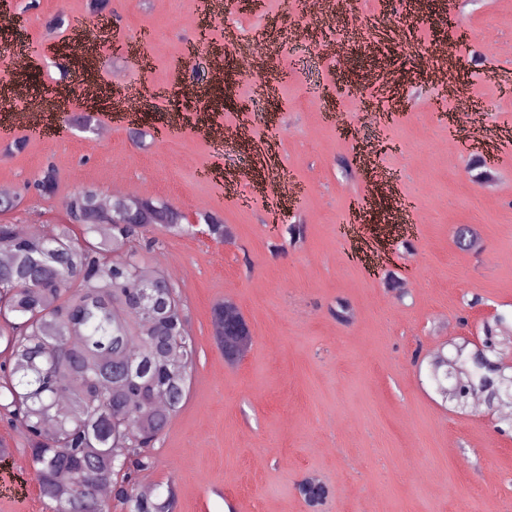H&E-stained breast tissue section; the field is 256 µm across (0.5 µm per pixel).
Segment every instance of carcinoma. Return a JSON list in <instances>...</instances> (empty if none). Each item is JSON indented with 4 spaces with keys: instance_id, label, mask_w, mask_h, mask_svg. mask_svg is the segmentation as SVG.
<instances>
[{
    "instance_id": "carcinoma-1",
    "label": "carcinoma",
    "mask_w": 512,
    "mask_h": 512,
    "mask_svg": "<svg viewBox=\"0 0 512 512\" xmlns=\"http://www.w3.org/2000/svg\"><path fill=\"white\" fill-rule=\"evenodd\" d=\"M153 212L166 219L163 227L179 235L190 222L170 203L148 198ZM114 200L101 205L97 190L69 196L66 209L73 220L99 217L108 210L122 221ZM212 225L213 237L224 239L226 224L217 214L198 215ZM140 224H124L103 236L99 224L65 226L59 241L38 234L20 236L14 225L0 224V251L11 261L0 264V411L19 416L28 429L27 446L40 494L64 512H109L92 488L110 487L129 512H172L174 491L141 494L133 474L149 466L146 449L153 446L170 415L187 393L192 348L179 335L184 318L181 301L168 291L145 293L158 274L140 259L138 280L125 271L112 273V255H121L124 241H133ZM226 305L216 309V335L231 364L248 350L249 334L225 331ZM484 328L482 353L491 358L499 343L498 326ZM137 356L139 373L132 380L112 379V364L128 350ZM466 372L467 394L499 409L512 431V406L499 404L491 371L472 352L459 357ZM130 445L128 462L115 459V435Z\"/></svg>"
}]
</instances>
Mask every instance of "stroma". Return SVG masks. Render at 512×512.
I'll list each match as a JSON object with an SVG mask.
<instances>
[{"instance_id": "stroma-1", "label": "stroma", "mask_w": 512, "mask_h": 512, "mask_svg": "<svg viewBox=\"0 0 512 512\" xmlns=\"http://www.w3.org/2000/svg\"><path fill=\"white\" fill-rule=\"evenodd\" d=\"M0 0V84H25L29 102L50 103L71 84L70 111L86 100L77 85L95 73L99 119H107L110 88L138 85L143 95L132 120L107 136L70 125L50 138H26L22 149L0 147V182L13 187L12 209L0 224L38 234L68 223L67 197L85 187L101 195L161 198L181 211L220 214L235 232L224 246L201 234L174 236L156 224L151 265L177 287L196 355L189 392L149 451L151 466L136 477L153 492L174 484L175 512H307L298 485L316 475L332 495L324 512H512V433L480 401L459 411L430 377L436 353L475 342L484 322L512 325V195L490 192L467 174L466 149L448 142V99L440 82L419 72L434 38L462 22L472 52L451 69L475 112L465 133L499 151L497 177L512 182V0H414L420 23L408 50L374 58L365 51L394 0H343L341 14L324 16L301 0H263L257 10L229 0H104L123 51L98 45L68 55L70 27L93 28L90 0ZM209 25L197 65L183 57L196 39L189 27ZM266 33L269 50L258 69L268 94L230 62L252 37ZM225 62L211 77V45ZM387 74L408 107L393 117L364 104L369 76ZM182 126L167 132L170 114ZM223 125L215 145L194 132L198 119ZM146 130L138 141L133 125ZM372 168L390 174L400 195L416 203L419 221L408 232L393 224L342 223L356 207L385 212L367 170L353 166L358 147ZM271 150L277 179L253 201L248 166L253 152ZM57 176L52 196L34 182L46 167ZM370 167V168H371ZM305 239L288 243V226ZM464 225L478 248L455 242ZM478 306H470L472 296ZM235 304L253 337L242 360L228 364L215 339L214 309ZM350 306L342 323L337 301ZM19 422L0 420V512H51L27 458Z\"/></svg>"}]
</instances>
